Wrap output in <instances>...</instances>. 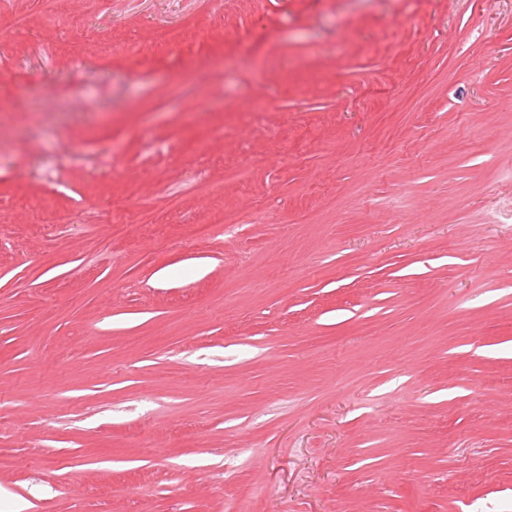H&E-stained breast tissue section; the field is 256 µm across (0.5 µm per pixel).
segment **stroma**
<instances>
[{"mask_svg":"<svg viewBox=\"0 0 512 512\" xmlns=\"http://www.w3.org/2000/svg\"><path fill=\"white\" fill-rule=\"evenodd\" d=\"M0 146V512H512V0H0Z\"/></svg>","mask_w":512,"mask_h":512,"instance_id":"stroma-1","label":"stroma"}]
</instances>
